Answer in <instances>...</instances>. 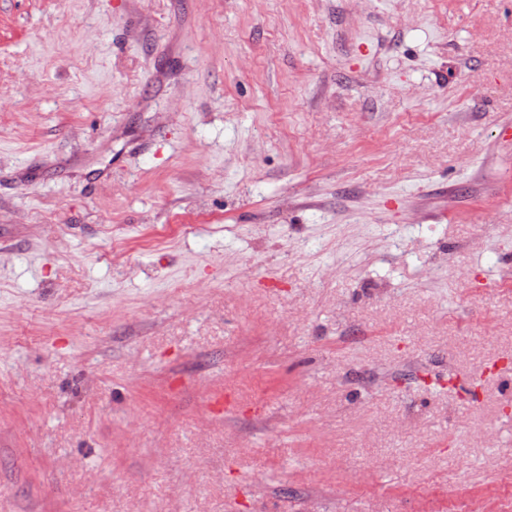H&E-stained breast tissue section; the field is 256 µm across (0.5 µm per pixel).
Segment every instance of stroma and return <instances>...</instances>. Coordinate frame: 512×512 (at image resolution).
<instances>
[{"label": "stroma", "mask_w": 512, "mask_h": 512, "mask_svg": "<svg viewBox=\"0 0 512 512\" xmlns=\"http://www.w3.org/2000/svg\"><path fill=\"white\" fill-rule=\"evenodd\" d=\"M512 0H0V512H512Z\"/></svg>", "instance_id": "obj_1"}]
</instances>
